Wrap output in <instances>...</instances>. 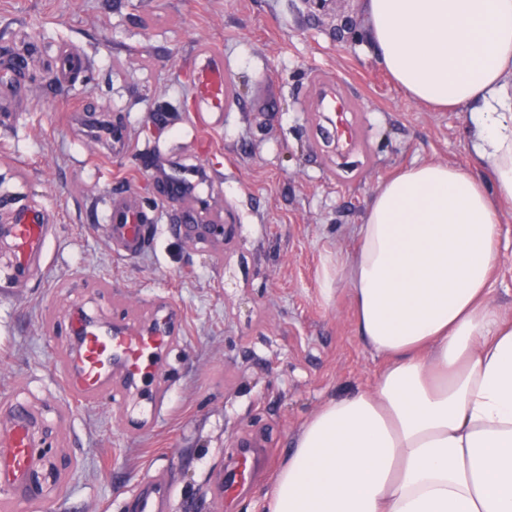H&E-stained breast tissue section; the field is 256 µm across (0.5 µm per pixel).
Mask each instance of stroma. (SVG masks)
<instances>
[{
	"label": "stroma",
	"instance_id": "35a3bbf8",
	"mask_svg": "<svg viewBox=\"0 0 512 512\" xmlns=\"http://www.w3.org/2000/svg\"><path fill=\"white\" fill-rule=\"evenodd\" d=\"M353 15L339 40L337 12ZM364 0H0V58L25 62L19 116L0 125V200L47 211L54 232L34 280L0 275V401L28 407L43 457L31 495L43 512H123L145 481L173 484L172 512H218L212 482L243 439L267 448L230 512H265V491L301 425L333 396L371 388L384 361L361 342L347 281L324 293L325 267L351 253L378 183L401 166L466 164L464 116L410 99L367 41ZM223 50L240 111L197 138L189 71L197 45ZM90 62L55 86L59 47ZM321 69L356 100L370 156L337 155L299 109ZM122 120L134 143L115 157L72 102ZM204 174L194 206L223 215L226 240L172 235L183 213L160 181ZM143 199L160 229L151 250L112 252L102 216L114 183ZM488 296L512 314V207ZM168 301L184 343L168 356L167 410L148 431L104 404L62 413L56 352L74 314L111 322L142 300ZM75 468H67L68 457Z\"/></svg>",
	"mask_w": 512,
	"mask_h": 512
}]
</instances>
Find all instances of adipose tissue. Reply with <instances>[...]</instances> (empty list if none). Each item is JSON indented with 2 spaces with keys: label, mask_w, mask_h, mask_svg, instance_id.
I'll return each instance as SVG.
<instances>
[{
  "label": "adipose tissue",
  "mask_w": 512,
  "mask_h": 512,
  "mask_svg": "<svg viewBox=\"0 0 512 512\" xmlns=\"http://www.w3.org/2000/svg\"><path fill=\"white\" fill-rule=\"evenodd\" d=\"M365 6L379 64L412 100L464 112L474 157L380 183L326 271L385 366L301 426L267 510L512 512V320L487 301L512 206V0Z\"/></svg>",
  "instance_id": "adipose-tissue-1"
}]
</instances>
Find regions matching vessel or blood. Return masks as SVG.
<instances>
[{
    "label": "vessel or blood",
    "mask_w": 512,
    "mask_h": 512,
    "mask_svg": "<svg viewBox=\"0 0 512 512\" xmlns=\"http://www.w3.org/2000/svg\"><path fill=\"white\" fill-rule=\"evenodd\" d=\"M201 65L194 68L191 92L203 111H233L238 103L235 75L221 53L200 50ZM313 82L320 92V109L333 113L332 130L338 143L356 149L361 130L350 114L354 99L337 90L322 70H315ZM106 233L115 255L133 258L141 255L158 231L151 224L138 197L127 187L114 190L105 217ZM50 227L44 215L20 211L16 223L0 227V236L13 244L15 273L30 279L45 262V244ZM77 352L63 351L64 374L60 384L69 400L105 402L121 411L123 419L133 420L139 429L149 428L166 405L167 385L155 382L163 360L181 343L178 311L162 300L143 302L138 319L103 326L81 320L74 326ZM35 463L31 438L24 417H17L0 428V512H20L33 506L27 481ZM255 467L248 452H240L230 474L221 475L217 496L220 502L235 500ZM174 500L172 485L145 482L125 504L127 512H169Z\"/></svg>",
    "instance_id": "vessel-or-blood-1"
}]
</instances>
